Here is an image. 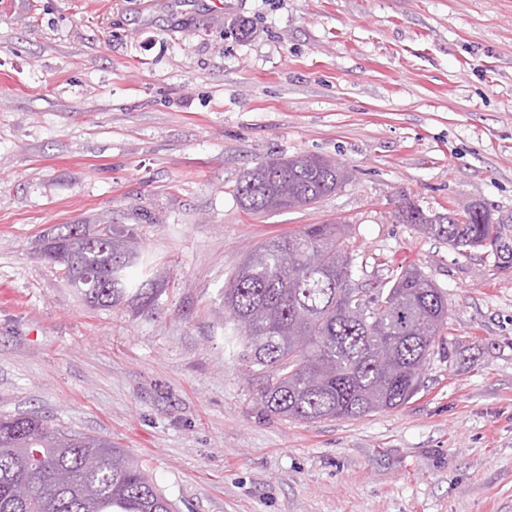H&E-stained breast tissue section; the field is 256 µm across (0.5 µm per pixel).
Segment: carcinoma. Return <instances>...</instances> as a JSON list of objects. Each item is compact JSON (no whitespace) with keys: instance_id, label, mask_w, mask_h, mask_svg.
I'll return each instance as SVG.
<instances>
[{"instance_id":"carcinoma-1","label":"carcinoma","mask_w":512,"mask_h":512,"mask_svg":"<svg viewBox=\"0 0 512 512\" xmlns=\"http://www.w3.org/2000/svg\"><path fill=\"white\" fill-rule=\"evenodd\" d=\"M345 172L310 156L260 161L237 198L250 214L304 206L340 188ZM396 218L460 254L501 235L492 210L475 203L446 212L415 205ZM353 246L344 224H308L247 253L224 288V347L266 379L268 416L351 419L402 407L443 350L448 296L413 264L369 295L352 287ZM45 255L97 305L130 295L147 304L141 249L124 229L47 239ZM95 456L100 466L84 467ZM0 512H171L146 470L105 439L60 432L34 414L0 416Z\"/></svg>"}]
</instances>
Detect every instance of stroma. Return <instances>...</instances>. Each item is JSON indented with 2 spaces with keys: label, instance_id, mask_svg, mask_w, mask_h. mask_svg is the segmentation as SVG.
Wrapping results in <instances>:
<instances>
[{
  "label": "stroma",
  "instance_id": "obj_1",
  "mask_svg": "<svg viewBox=\"0 0 512 512\" xmlns=\"http://www.w3.org/2000/svg\"><path fill=\"white\" fill-rule=\"evenodd\" d=\"M314 156L335 193L251 215L256 162ZM480 202L508 250L462 255L402 199ZM349 224L353 287L413 263L448 295L450 359L409 404L266 416L224 349L246 253ZM132 231L162 288L93 306L54 228ZM95 435L173 512H512V0H0V415Z\"/></svg>",
  "mask_w": 512,
  "mask_h": 512
}]
</instances>
